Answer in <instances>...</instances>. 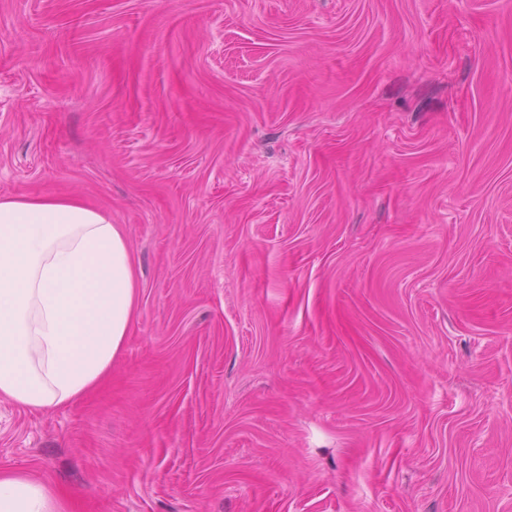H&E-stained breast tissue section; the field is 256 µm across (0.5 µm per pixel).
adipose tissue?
<instances>
[{
	"instance_id": "adipose-tissue-1",
	"label": "adipose tissue",
	"mask_w": 512,
	"mask_h": 512,
	"mask_svg": "<svg viewBox=\"0 0 512 512\" xmlns=\"http://www.w3.org/2000/svg\"><path fill=\"white\" fill-rule=\"evenodd\" d=\"M137 308L120 225L75 198L0 197V398L68 406L122 351ZM0 512H70L23 472H0Z\"/></svg>"
}]
</instances>
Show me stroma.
<instances>
[{
	"label": "stroma",
	"instance_id": "stroma-1",
	"mask_svg": "<svg viewBox=\"0 0 512 512\" xmlns=\"http://www.w3.org/2000/svg\"><path fill=\"white\" fill-rule=\"evenodd\" d=\"M129 243L123 350L0 399L72 512H512V0H0V197Z\"/></svg>",
	"mask_w": 512,
	"mask_h": 512
}]
</instances>
